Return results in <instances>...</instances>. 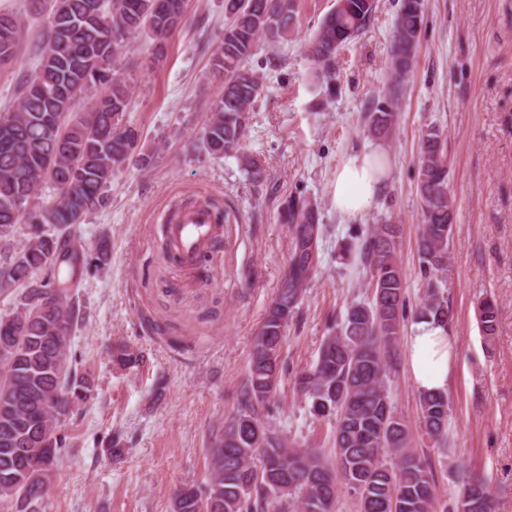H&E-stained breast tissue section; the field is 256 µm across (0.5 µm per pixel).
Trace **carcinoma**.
Returning a JSON list of instances; mask_svg holds the SVG:
<instances>
[{"instance_id": "obj_1", "label": "carcinoma", "mask_w": 512, "mask_h": 512, "mask_svg": "<svg viewBox=\"0 0 512 512\" xmlns=\"http://www.w3.org/2000/svg\"><path fill=\"white\" fill-rule=\"evenodd\" d=\"M182 0H53L49 28L35 46L36 65L21 84L15 106L0 113V295L13 298L14 310L0 316L23 341L10 353L12 378L0 383V512H29L20 500L27 481L8 468L5 449L16 424L30 421L20 435L29 456L41 452L43 437L60 427L68 407L95 395L97 385L81 372L72 352L79 316L75 290L86 276L106 266L111 248L103 239L85 250L74 228L110 203L114 171L137 148L139 133L127 118L129 84L118 71L124 43L143 31L152 35L177 30L169 7ZM224 40L212 54L215 73L224 76L210 105L202 143L224 156L232 151L242 168L259 182L262 169L241 152L253 104L263 82L248 65L260 42L278 45L295 30L297 0H247ZM376 0H337L306 44L320 66L323 82L333 81L340 49L364 30ZM425 0H401L390 55V82L396 88L414 60ZM114 37H108V33ZM22 51L17 20L0 14V57L18 61ZM105 88L83 112L74 111L82 93ZM397 97L390 92L366 117L368 131L388 132L396 121ZM448 138L429 125L420 138L418 195L423 218L418 242L423 297L408 305L406 279L398 260L399 227L386 222L359 229L342 240L338 258L360 267L370 298L354 301L328 327L313 367L296 375L294 385L316 416L334 420V457L294 446L270 429L264 411L277 394L285 360L267 361V350L282 349L288 323L297 314L305 287L321 258L311 245L325 234L318 204L306 195L288 198L279 221L291 225L288 272L252 341L247 376L238 393L236 417L224 425V443L211 442L205 486L216 495L214 512H335L341 490L358 499L359 512H438V494L430 462L411 445L405 422L393 410L388 380L396 365L399 336L409 322L433 320L450 326L448 247L457 199L449 186ZM23 239L16 248L10 241ZM483 334L496 333L495 299H479ZM112 363L133 370L143 355L126 345L112 349ZM64 369L80 389L63 401L56 393L53 367ZM418 403L426 434L448 441V397L420 392ZM262 462L256 471L254 461ZM491 502L483 478L463 474L458 499Z\"/></svg>"}]
</instances>
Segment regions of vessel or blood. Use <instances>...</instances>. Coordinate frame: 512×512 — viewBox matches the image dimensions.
I'll return each instance as SVG.
<instances>
[{"label":"vessel or blood","instance_id":"1","mask_svg":"<svg viewBox=\"0 0 512 512\" xmlns=\"http://www.w3.org/2000/svg\"><path fill=\"white\" fill-rule=\"evenodd\" d=\"M165 235L175 248L178 264L194 268L201 254L222 237L224 228L214 213L203 205L163 216Z\"/></svg>","mask_w":512,"mask_h":512}]
</instances>
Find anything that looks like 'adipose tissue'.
I'll return each mask as SVG.
<instances>
[{"label":"adipose tissue","instance_id":"adipose-tissue-1","mask_svg":"<svg viewBox=\"0 0 512 512\" xmlns=\"http://www.w3.org/2000/svg\"><path fill=\"white\" fill-rule=\"evenodd\" d=\"M371 160V153H355L339 169L333 203L341 215H360L376 201L381 183L371 169ZM408 344L417 389L427 392L445 390L455 356L448 330L430 321H417L410 327Z\"/></svg>","mask_w":512,"mask_h":512}]
</instances>
